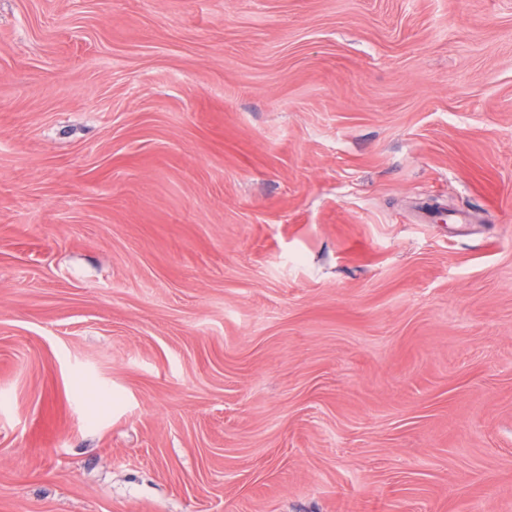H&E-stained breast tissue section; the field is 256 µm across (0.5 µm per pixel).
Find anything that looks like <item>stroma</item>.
<instances>
[{
    "label": "stroma",
    "instance_id": "stroma-1",
    "mask_svg": "<svg viewBox=\"0 0 512 512\" xmlns=\"http://www.w3.org/2000/svg\"><path fill=\"white\" fill-rule=\"evenodd\" d=\"M0 512H512V0H0Z\"/></svg>",
    "mask_w": 512,
    "mask_h": 512
}]
</instances>
